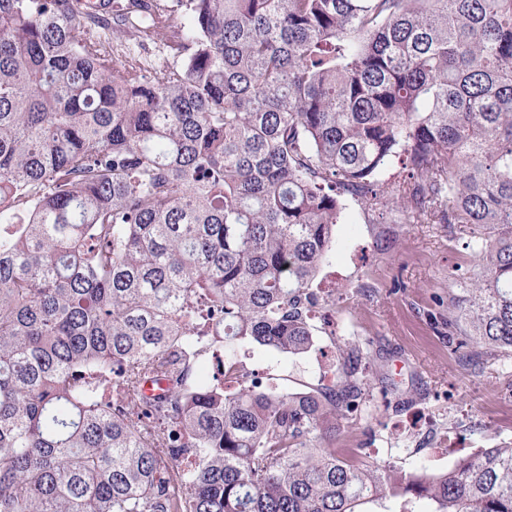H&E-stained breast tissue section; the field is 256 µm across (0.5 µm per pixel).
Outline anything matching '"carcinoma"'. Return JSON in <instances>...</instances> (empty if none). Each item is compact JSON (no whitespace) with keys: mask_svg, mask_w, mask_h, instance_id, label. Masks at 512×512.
<instances>
[{"mask_svg":"<svg viewBox=\"0 0 512 512\" xmlns=\"http://www.w3.org/2000/svg\"><path fill=\"white\" fill-rule=\"evenodd\" d=\"M179 3L176 30L163 0H0V512H512L511 445L435 476L336 452L363 341L295 393L182 352L308 350L348 200L463 225L448 327L473 361L512 351V0ZM120 23L181 64L147 78ZM435 505L427 499H414L410 503L404 505L401 500H387L383 502L367 503L358 510L364 512H399L408 510L409 512H432Z\"/></svg>","mask_w":512,"mask_h":512,"instance_id":"cac0c4a2","label":"carcinoma"}]
</instances>
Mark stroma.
I'll return each instance as SVG.
<instances>
[{
  "label": "stroma",
  "mask_w": 512,
  "mask_h": 512,
  "mask_svg": "<svg viewBox=\"0 0 512 512\" xmlns=\"http://www.w3.org/2000/svg\"><path fill=\"white\" fill-rule=\"evenodd\" d=\"M469 242L444 224L376 220L347 202L332 254L309 285L335 291V329L316 328L311 349L296 356L243 343L247 369L278 390L306 391L334 379L339 348L357 338L378 373L337 448H374L377 464L441 472L449 460L511 443L512 355L472 364L448 333V298L474 264Z\"/></svg>",
  "instance_id": "1"
}]
</instances>
